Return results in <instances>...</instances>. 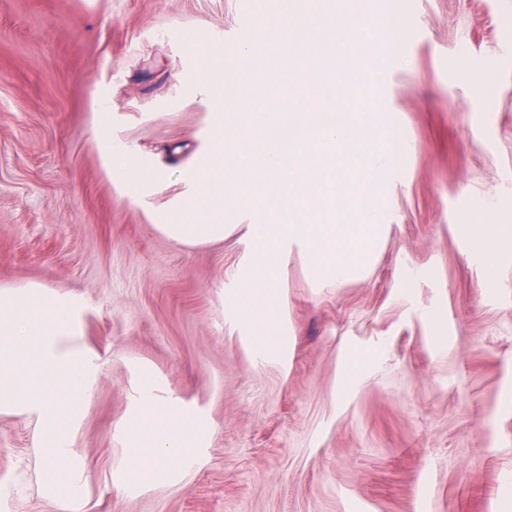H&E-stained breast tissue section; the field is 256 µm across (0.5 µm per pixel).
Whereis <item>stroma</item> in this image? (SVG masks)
<instances>
[{
  "instance_id": "obj_1",
  "label": "stroma",
  "mask_w": 512,
  "mask_h": 512,
  "mask_svg": "<svg viewBox=\"0 0 512 512\" xmlns=\"http://www.w3.org/2000/svg\"><path fill=\"white\" fill-rule=\"evenodd\" d=\"M267 19L239 66V0H0V287L80 295L100 375L75 434L85 512H512V0H409L370 93L407 153L379 185L390 230L363 276L278 274L272 346L241 296L247 212L224 241L180 245L159 214L188 203L223 97L297 84L300 4ZM166 170L141 191L109 152ZM155 394L206 423L167 479L141 478L126 426ZM32 423L0 416V512H59ZM473 225L475 226L474 244L485 253L511 243L512 229H510V234H503L501 233L502 224Z\"/></svg>"
}]
</instances>
